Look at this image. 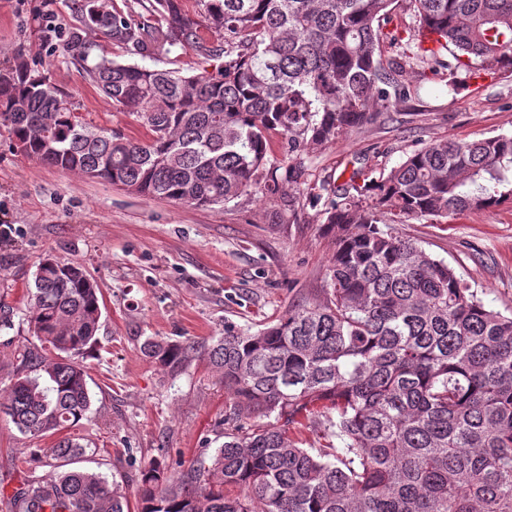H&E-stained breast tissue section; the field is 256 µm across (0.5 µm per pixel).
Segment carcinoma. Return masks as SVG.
Instances as JSON below:
<instances>
[{
	"label": "carcinoma",
	"mask_w": 512,
	"mask_h": 512,
	"mask_svg": "<svg viewBox=\"0 0 512 512\" xmlns=\"http://www.w3.org/2000/svg\"><path fill=\"white\" fill-rule=\"evenodd\" d=\"M201 2L198 12L184 0L102 11L74 0L63 55L140 119L145 138L77 116L50 69L24 56L0 69V127L28 142V159L210 207L298 182L300 168L270 160L273 134L292 159L361 129L377 103L417 95L405 75L419 67L448 71L450 92L460 77L512 67V0H405L404 37L384 32L398 0ZM95 36L145 56L191 49L210 69L96 58ZM36 126L42 141L28 139ZM505 202L512 134L425 144L376 181L330 191L323 300L290 305L256 332L226 328L208 346L147 338L144 354L172 375L207 356L233 416L258 422L226 430L178 474L141 468L138 512H512V314L380 226L385 214L437 221ZM39 269L28 297L41 351H18L6 414L51 470L9 496L11 512H130L121 485L73 467L87 448L71 430L91 407L83 358L97 343L100 290L79 265L48 256ZM308 424L326 445L292 436Z\"/></svg>",
	"instance_id": "cac0c4a2"
}]
</instances>
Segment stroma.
I'll return each mask as SVG.
<instances>
[{"label":"stroma","instance_id":"35a3bbf8","mask_svg":"<svg viewBox=\"0 0 512 512\" xmlns=\"http://www.w3.org/2000/svg\"><path fill=\"white\" fill-rule=\"evenodd\" d=\"M76 22L72 0H0V69L21 55L41 58L93 125L144 138L137 116L116 109L63 59L60 35ZM93 53L186 74L198 68L197 55L178 48L136 58L101 40ZM406 79L420 84L416 99L396 110L377 107L358 132L307 146L302 178L278 202L252 194L196 208L136 196L19 156L0 127V309L10 316L9 327H0V403L9 398L17 350L37 343L27 290L50 255L81 265L103 300L98 344L85 361L91 414L75 429L90 450L83 468L132 485L150 461L175 472L215 447L234 405L220 373L200 359L169 376L144 355L145 339L203 342L228 327L255 332L287 306L318 300L333 244L310 197L356 172L379 176L434 140L512 133V73L454 93L429 73ZM388 228L445 260L486 305L512 313V204ZM46 472L0 413V512H9L7 497L24 478Z\"/></svg>","mask_w":512,"mask_h":512}]
</instances>
